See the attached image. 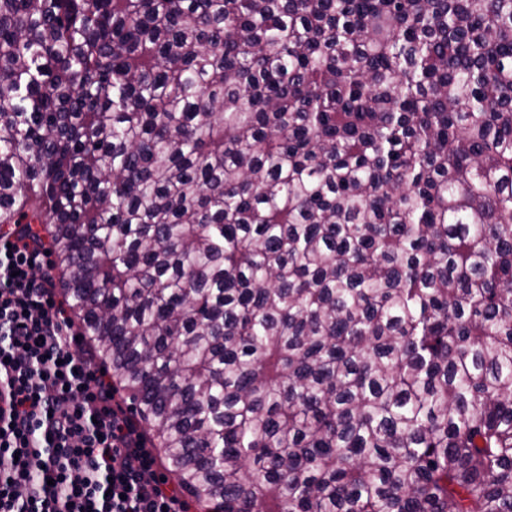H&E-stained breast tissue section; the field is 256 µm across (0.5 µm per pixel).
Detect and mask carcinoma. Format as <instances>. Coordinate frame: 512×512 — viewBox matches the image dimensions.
<instances>
[{
  "instance_id": "carcinoma-1",
  "label": "carcinoma",
  "mask_w": 512,
  "mask_h": 512,
  "mask_svg": "<svg viewBox=\"0 0 512 512\" xmlns=\"http://www.w3.org/2000/svg\"><path fill=\"white\" fill-rule=\"evenodd\" d=\"M202 512H512V0H0V225Z\"/></svg>"
}]
</instances>
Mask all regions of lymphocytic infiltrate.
Masks as SVG:
<instances>
[{"instance_id":"1","label":"lymphocytic infiltrate","mask_w":512,"mask_h":512,"mask_svg":"<svg viewBox=\"0 0 512 512\" xmlns=\"http://www.w3.org/2000/svg\"><path fill=\"white\" fill-rule=\"evenodd\" d=\"M48 249L0 230V512H190L88 355Z\"/></svg>"}]
</instances>
